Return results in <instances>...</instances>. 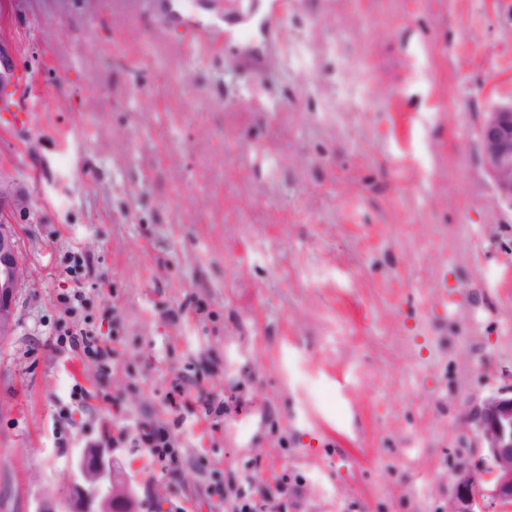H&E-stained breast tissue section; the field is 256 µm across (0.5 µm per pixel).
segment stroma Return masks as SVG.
Returning a JSON list of instances; mask_svg holds the SVG:
<instances>
[{
	"label": "stroma",
	"instance_id": "35a3bbf8",
	"mask_svg": "<svg viewBox=\"0 0 512 512\" xmlns=\"http://www.w3.org/2000/svg\"><path fill=\"white\" fill-rule=\"evenodd\" d=\"M267 3L0 0L29 274L0 345V512L61 495L99 443L139 512L243 490L447 512L476 462L465 413L512 384V204L477 141L512 101V0H291L273 42ZM85 260L74 320L56 297ZM75 323L108 354L62 344ZM180 383L201 401L172 409ZM143 425L179 468L134 446ZM137 440L140 448H146L150 456L163 467L175 468L179 465L176 442L166 430L142 428Z\"/></svg>",
	"mask_w": 512,
	"mask_h": 512
}]
</instances>
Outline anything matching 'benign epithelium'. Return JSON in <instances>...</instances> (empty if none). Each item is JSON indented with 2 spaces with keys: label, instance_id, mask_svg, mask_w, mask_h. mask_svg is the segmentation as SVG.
<instances>
[{
  "label": "benign epithelium",
  "instance_id": "benign-epithelium-1",
  "mask_svg": "<svg viewBox=\"0 0 512 512\" xmlns=\"http://www.w3.org/2000/svg\"><path fill=\"white\" fill-rule=\"evenodd\" d=\"M478 139L484 166L503 198L512 203V102L498 105L481 125ZM0 188V341L11 339L17 301L28 279L22 263L18 225L3 214ZM480 457L450 474L453 494L448 512H493L512 505V395L499 394L471 408L467 416ZM77 480L63 500L69 512H138L129 477L119 471L110 449L94 445L78 457Z\"/></svg>",
  "mask_w": 512,
  "mask_h": 512
}]
</instances>
